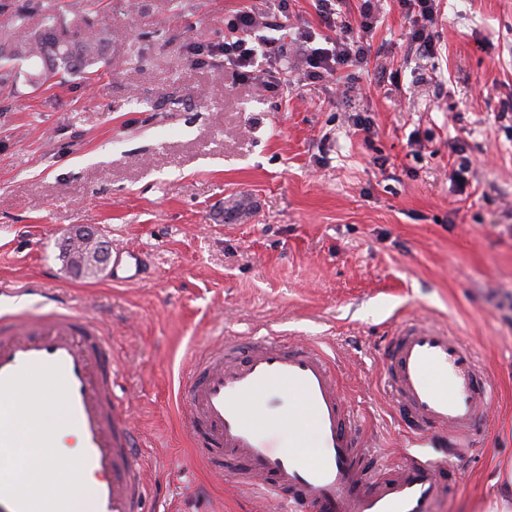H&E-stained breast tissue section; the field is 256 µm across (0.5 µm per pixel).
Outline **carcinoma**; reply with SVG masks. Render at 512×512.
I'll return each instance as SVG.
<instances>
[{
	"instance_id": "carcinoma-1",
	"label": "carcinoma",
	"mask_w": 512,
	"mask_h": 512,
	"mask_svg": "<svg viewBox=\"0 0 512 512\" xmlns=\"http://www.w3.org/2000/svg\"><path fill=\"white\" fill-rule=\"evenodd\" d=\"M112 29H87L83 23H68L49 14L44 26L35 31L24 27L15 32L0 34V62L33 61L46 54L53 57L50 70L40 67L26 72V81L39 88L63 72L94 73L98 64L112 66L108 45Z\"/></svg>"
}]
</instances>
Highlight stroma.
I'll list each match as a JSON object with an SVG mask.
<instances>
[{"instance_id":"obj_1","label":"stroma","mask_w":512,"mask_h":512,"mask_svg":"<svg viewBox=\"0 0 512 512\" xmlns=\"http://www.w3.org/2000/svg\"><path fill=\"white\" fill-rule=\"evenodd\" d=\"M236 0H0V33L48 12L109 26L94 81L36 89L0 68V316L38 292L99 319L116 394L147 441L148 512H280L229 486L188 448L175 395L189 354L221 337L301 336L336 361L384 460L417 453L380 382L379 351L435 320L472 344L497 387L482 445L451 458L441 512H493L512 473V0H440L437 58L382 0L366 64L282 87L224 70ZM334 37L316 0H257ZM368 120L372 133L356 129ZM93 224L147 253L139 283L72 275L58 243Z\"/></svg>"}]
</instances>
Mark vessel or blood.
<instances>
[{
    "mask_svg": "<svg viewBox=\"0 0 512 512\" xmlns=\"http://www.w3.org/2000/svg\"><path fill=\"white\" fill-rule=\"evenodd\" d=\"M145 269L141 253L112 258L113 282L140 279ZM381 359L398 418L428 454L380 461L334 360L315 343L279 336L225 338L192 355L177 391L179 419L211 471L236 487L265 490L290 512H436L447 486L459 481L447 467L448 441L467 444L483 434L493 380L475 348L435 322L398 329ZM31 364L61 370L82 471L94 479L85 512H146L143 440L115 393L119 373L102 328L67 306L1 317L0 380ZM286 405L311 416L319 437L314 458L268 428Z\"/></svg>",
    "mask_w": 512,
    "mask_h": 512,
    "instance_id": "b4317fda",
    "label": "vessel or blood"
}]
</instances>
